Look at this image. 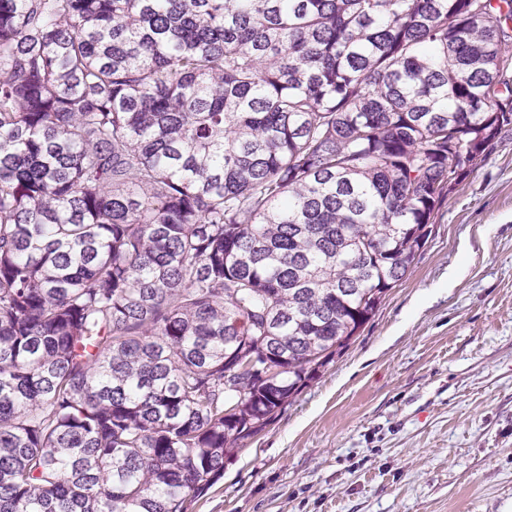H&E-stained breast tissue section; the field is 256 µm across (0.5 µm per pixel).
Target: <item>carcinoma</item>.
<instances>
[{"label": "carcinoma", "mask_w": 512, "mask_h": 512, "mask_svg": "<svg viewBox=\"0 0 512 512\" xmlns=\"http://www.w3.org/2000/svg\"><path fill=\"white\" fill-rule=\"evenodd\" d=\"M511 19L0 0V512H189L512 127Z\"/></svg>", "instance_id": "1"}]
</instances>
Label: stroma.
<instances>
[{"mask_svg":"<svg viewBox=\"0 0 512 512\" xmlns=\"http://www.w3.org/2000/svg\"><path fill=\"white\" fill-rule=\"evenodd\" d=\"M189 512H512V131L375 316Z\"/></svg>","mask_w":512,"mask_h":512,"instance_id":"35a3bbf8","label":"stroma"}]
</instances>
